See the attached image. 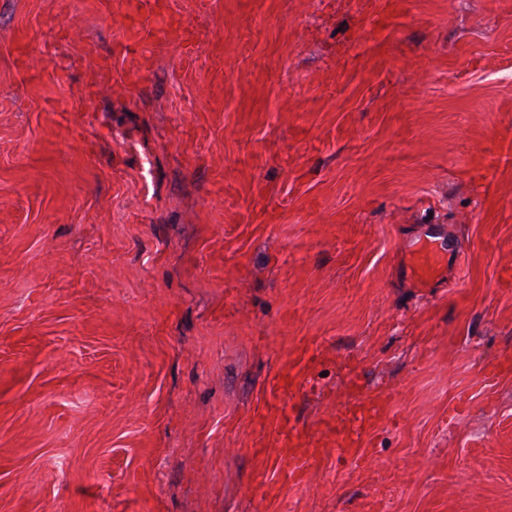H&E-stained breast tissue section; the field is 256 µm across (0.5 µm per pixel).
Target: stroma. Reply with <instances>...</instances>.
Returning <instances> with one entry per match:
<instances>
[{"label": "stroma", "mask_w": 512, "mask_h": 512, "mask_svg": "<svg viewBox=\"0 0 512 512\" xmlns=\"http://www.w3.org/2000/svg\"><path fill=\"white\" fill-rule=\"evenodd\" d=\"M504 360L512 0H0V512H512ZM444 254L422 253L415 251L410 259L408 274L415 280L425 283L431 280L436 272L441 268L445 258L446 249L441 246ZM296 379L289 371L278 379V386L282 395L274 396L278 403V411L281 421L288 425V431L281 433L278 439L280 459L288 464L285 470V477L293 484L301 483L310 469L315 467L325 456L334 455L338 462L356 458L358 448L357 441L360 431L371 429L385 413L387 401L383 399L365 400L357 394V386L350 385L348 399L342 405L340 411L324 419L321 423L322 433L331 437L336 448H315L306 445L303 440L293 432L288 421V406L281 405L283 395L288 392V386H292ZM354 421L358 423L356 438L350 433L340 430L343 422ZM341 434V435H340ZM337 436V439H336Z\"/></svg>", "instance_id": "1"}]
</instances>
